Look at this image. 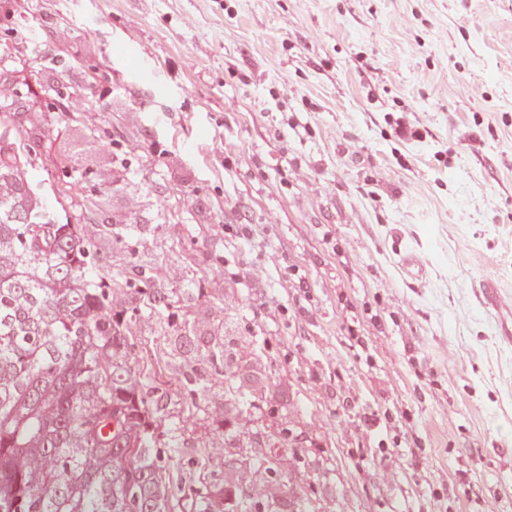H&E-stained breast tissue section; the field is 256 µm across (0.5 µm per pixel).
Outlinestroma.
Segmentation results:
<instances>
[{
	"mask_svg": "<svg viewBox=\"0 0 512 512\" xmlns=\"http://www.w3.org/2000/svg\"><path fill=\"white\" fill-rule=\"evenodd\" d=\"M38 30L0 77L87 105L31 182L93 210L101 277L181 296L131 343L183 494L512 512V0H0Z\"/></svg>",
	"mask_w": 512,
	"mask_h": 512,
	"instance_id": "stroma-1",
	"label": "stroma"
}]
</instances>
